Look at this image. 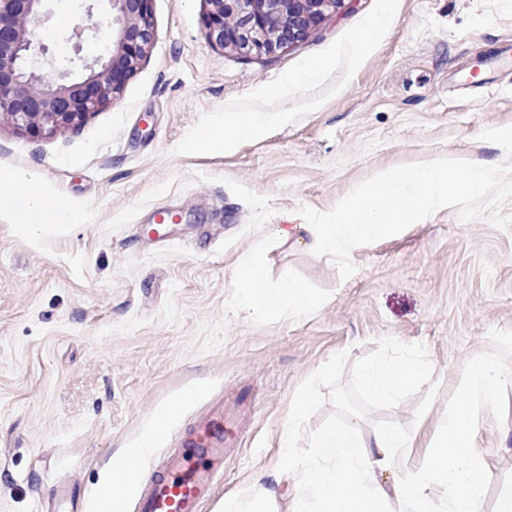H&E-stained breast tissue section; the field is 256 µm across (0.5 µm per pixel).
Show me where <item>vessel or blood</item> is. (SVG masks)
Returning a JSON list of instances; mask_svg holds the SVG:
<instances>
[{"instance_id":"b4317fda","label":"vessel or blood","mask_w":512,"mask_h":512,"mask_svg":"<svg viewBox=\"0 0 512 512\" xmlns=\"http://www.w3.org/2000/svg\"><path fill=\"white\" fill-rule=\"evenodd\" d=\"M248 408L246 398H239L234 411L194 427L180 448L149 475L139 512H199L201 502L212 496L233 448L225 426Z\"/></svg>"}]
</instances>
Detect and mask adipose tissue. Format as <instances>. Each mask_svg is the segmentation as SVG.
<instances>
[{
    "label": "adipose tissue",
    "instance_id": "1",
    "mask_svg": "<svg viewBox=\"0 0 512 512\" xmlns=\"http://www.w3.org/2000/svg\"><path fill=\"white\" fill-rule=\"evenodd\" d=\"M462 168L467 171L466 181L452 183V173ZM491 176V171L482 168H466L464 159L455 153L443 154L400 171L380 173L356 195L341 200L325 222H300L281 228L280 233L285 237L293 232L306 233L313 250L344 256L361 243L394 234L404 225L421 223L429 210L447 205L449 194L476 192ZM45 196V186L24 173L0 174V216L14 219L21 233L44 236L82 222L80 205L66 198L49 205ZM265 265L264 246L242 256L233 279L235 308L258 315L308 313L316 303L309 289L288 276L276 287H265ZM424 371L417 359L381 356L363 366L355 382L373 399L390 402L418 383ZM499 384L498 375L487 363H472L461 379L436 452L390 492L373 484L371 475L375 467L394 466L406 453L412 445L407 433L386 428L366 442L353 423L323 429L311 445L314 467L302 490L283 506L279 489L292 475L294 427L315 403L313 394L299 393L291 407L292 425L281 436L282 462L262 488L257 508L228 499L224 512H483L488 474L482 457L470 446L472 410L477 399L491 400ZM155 437V430L145 431L137 454L113 460L112 473L99 489L100 512H115L122 496L135 486L140 477L139 463L152 449ZM438 487L446 490L439 499L433 494Z\"/></svg>",
    "mask_w": 512,
    "mask_h": 512
}]
</instances>
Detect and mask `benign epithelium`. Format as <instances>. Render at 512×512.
Instances as JSON below:
<instances>
[{
  "mask_svg": "<svg viewBox=\"0 0 512 512\" xmlns=\"http://www.w3.org/2000/svg\"><path fill=\"white\" fill-rule=\"evenodd\" d=\"M47 0H0V115L29 133L77 126L119 93L153 44L152 0H106L111 13L88 27L107 54L81 58V73L38 70L37 29ZM209 39L245 54L272 55L305 37L345 0H206Z\"/></svg>",
  "mask_w": 512,
  "mask_h": 512,
  "instance_id": "benign-epithelium-1",
  "label": "benign epithelium"
}]
</instances>
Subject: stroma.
I'll return each instance as SVG.
<instances>
[{"mask_svg":"<svg viewBox=\"0 0 512 512\" xmlns=\"http://www.w3.org/2000/svg\"><path fill=\"white\" fill-rule=\"evenodd\" d=\"M373 5L357 0L299 42L256 56L210 41L206 0H152L155 42L116 99L40 135L0 119V172L23 171L45 184L47 201L86 209L83 223L39 238L0 217V512H79L156 409L188 391L194 400L142 473L238 390L258 402L200 512L258 494V478L281 463L292 400L307 389L315 404L299 457L323 427L350 420L367 441L393 425L412 435L396 466L374 470L390 490L432 455L477 358L504 378L473 409L486 512L512 492V0H400L381 44L319 109L228 153L174 152L201 114L326 49ZM45 9L49 55L68 68L85 4L48 0ZM450 151L493 177L423 223L344 257L278 232L291 213L320 223L379 173ZM161 210L177 221L150 237ZM259 243L267 286L289 275L311 289L307 315L233 308L239 260ZM383 353L426 365L410 393L386 404L352 381Z\"/></svg>","mask_w":512,"mask_h":512,"instance_id":"obj_1","label":"stroma"}]
</instances>
